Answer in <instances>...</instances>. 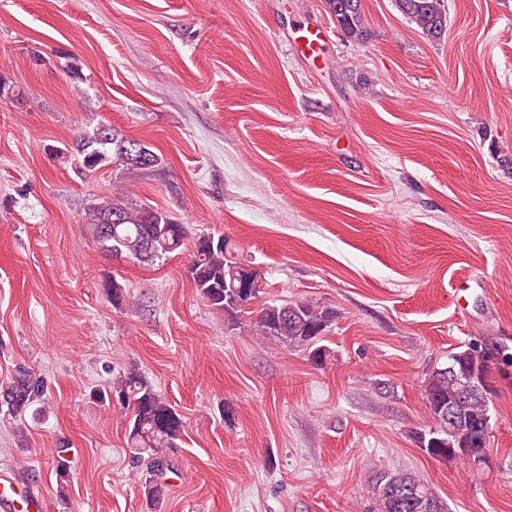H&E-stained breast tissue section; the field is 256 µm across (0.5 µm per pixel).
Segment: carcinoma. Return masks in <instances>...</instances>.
I'll use <instances>...</instances> for the list:
<instances>
[{
	"mask_svg": "<svg viewBox=\"0 0 512 512\" xmlns=\"http://www.w3.org/2000/svg\"><path fill=\"white\" fill-rule=\"evenodd\" d=\"M395 8L415 23L423 36L439 42L448 33V5L445 0H394ZM326 8L336 25L348 37L364 39L366 30L360 0H326ZM112 137L103 139L102 125L79 133L72 144L52 147L59 160L74 164V171L88 177L100 168L117 165L126 169L149 170L159 166L162 158L145 144L129 138L115 128ZM117 203L107 198L93 201L87 210L88 224L98 244L106 251L117 252L143 266L164 262L181 249L191 235L188 224L176 222L168 214L150 207L126 208L120 223L114 224ZM224 235L203 234L194 238L190 254L189 274L196 292L216 312L224 315V326L240 328V315L258 298L259 289L250 281L253 273L230 259ZM103 288L112 304L125 302V287L117 280H107ZM334 318L327 306L306 300L266 302L257 311L253 331L261 339L279 346L308 353L316 366L326 363L329 351L319 345ZM499 360L512 365V353L506 345L472 344L448 355L455 372L444 367L435 369L426 384V401L437 426L417 436L420 448L437 460H447L448 449L459 447L454 426L448 423L451 413L457 422L473 429L469 447L486 450L490 425L489 399L465 390L474 373L489 368ZM46 386L44 380L30 370H18L0 381V420L22 419L29 408L43 413ZM124 407L131 408L128 420L130 453L146 462V495L159 500L166 492L167 472L171 471V455L178 448L184 432L183 416L157 391L139 369L132 367L119 375L111 393ZM98 393L100 398L107 396ZM57 474H68V449L51 451ZM377 512H447L431 488L410 473L384 471L376 475Z\"/></svg>",
	"mask_w": 512,
	"mask_h": 512,
	"instance_id": "cac0c4a2",
	"label": "carcinoma"
}]
</instances>
